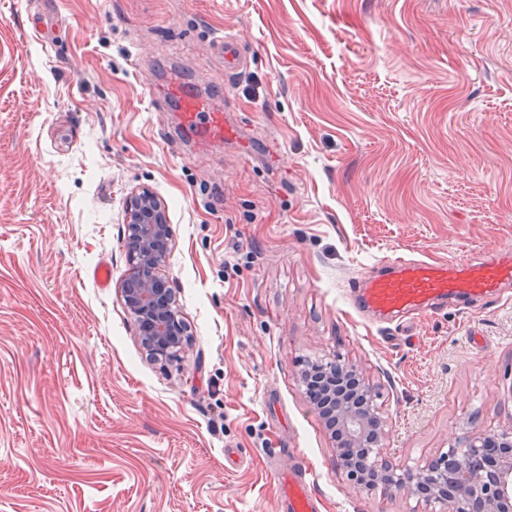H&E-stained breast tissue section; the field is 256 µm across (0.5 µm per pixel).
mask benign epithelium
I'll return each instance as SVG.
<instances>
[{
  "label": "benign epithelium",
  "instance_id": "obj_1",
  "mask_svg": "<svg viewBox=\"0 0 512 512\" xmlns=\"http://www.w3.org/2000/svg\"><path fill=\"white\" fill-rule=\"evenodd\" d=\"M170 241L171 228L160 199L149 190L134 193L126 206L123 232L130 268L120 284V294L137 321L141 344L158 360L176 358L187 336L174 289L159 276ZM320 370L327 404L316 406V410L335 443L337 465L347 473L367 463L355 482L363 491L395 486L389 477L399 474V468L381 453L373 386L363 377L354 396L338 395L336 363L322 364ZM495 439L501 447L490 445ZM495 439L479 435L463 439L426 468L411 472L409 491L419 490L428 502L445 506L450 501L459 503L452 491L462 488L468 496L478 497V512H512V433Z\"/></svg>",
  "mask_w": 512,
  "mask_h": 512
}]
</instances>
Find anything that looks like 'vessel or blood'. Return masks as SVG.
<instances>
[{
    "label": "vessel or blood",
    "instance_id": "vessel-or-blood-1",
    "mask_svg": "<svg viewBox=\"0 0 512 512\" xmlns=\"http://www.w3.org/2000/svg\"><path fill=\"white\" fill-rule=\"evenodd\" d=\"M179 97L186 127L230 138L237 128L216 110L211 99L186 92L179 81L170 84ZM512 282V252L504 250L486 260L456 259L447 263L395 260L385 273L367 277L359 286L354 306L380 320L408 325L422 314L446 305L449 298H486ZM309 467L296 461L277 477L280 512H321L311 488Z\"/></svg>",
    "mask_w": 512,
    "mask_h": 512
}]
</instances>
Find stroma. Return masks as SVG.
I'll return each mask as SVG.
<instances>
[{
    "mask_svg": "<svg viewBox=\"0 0 512 512\" xmlns=\"http://www.w3.org/2000/svg\"><path fill=\"white\" fill-rule=\"evenodd\" d=\"M172 66L239 139L170 137ZM139 188L192 333L170 362L119 292ZM504 248L512 0H0V512H278L297 459L323 512H432L355 488L299 371L361 370L403 469L512 432V283L403 329L343 293L385 258Z\"/></svg>",
    "mask_w": 512,
    "mask_h": 512,
    "instance_id": "35a3bbf8",
    "label": "stroma"
}]
</instances>
